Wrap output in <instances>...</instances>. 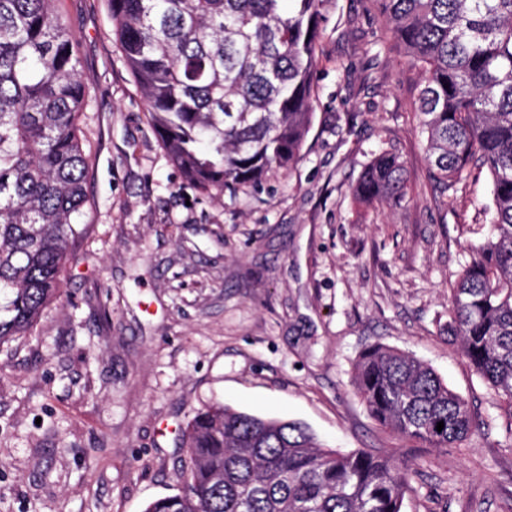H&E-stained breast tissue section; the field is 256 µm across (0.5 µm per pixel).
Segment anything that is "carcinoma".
Returning <instances> with one entry per match:
<instances>
[{
    "label": "carcinoma",
    "mask_w": 512,
    "mask_h": 512,
    "mask_svg": "<svg viewBox=\"0 0 512 512\" xmlns=\"http://www.w3.org/2000/svg\"><path fill=\"white\" fill-rule=\"evenodd\" d=\"M108 2L153 129L192 185L234 192L290 169L312 124L320 0ZM376 2L423 73L417 114L433 176L447 192L471 164L491 176V232L449 288L448 337L497 390L512 435V0ZM78 64L57 0H0V346L59 296L90 228ZM407 183L404 161L384 150L353 196L396 203ZM351 386L381 428L422 447L456 448L477 426L431 367L393 348H365ZM185 437L183 491L144 512H402L415 474L224 405L197 413Z\"/></svg>",
    "instance_id": "obj_1"
}]
</instances>
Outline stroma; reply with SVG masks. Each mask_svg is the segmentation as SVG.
Segmentation results:
<instances>
[{"mask_svg": "<svg viewBox=\"0 0 512 512\" xmlns=\"http://www.w3.org/2000/svg\"><path fill=\"white\" fill-rule=\"evenodd\" d=\"M88 91V237L30 335L0 346V512H143L180 493L188 422L214 404L297 421L322 443L406 461L402 512H512L498 398L449 339L448 290L492 209L484 169L442 191L425 161L422 75L374 0H321L312 126L294 168L204 193L171 163L112 40L107 0H59ZM400 203L351 188L380 151ZM380 344L430 365L482 422L416 448L352 392Z\"/></svg>", "mask_w": 512, "mask_h": 512, "instance_id": "35a3bbf8", "label": "stroma"}]
</instances>
